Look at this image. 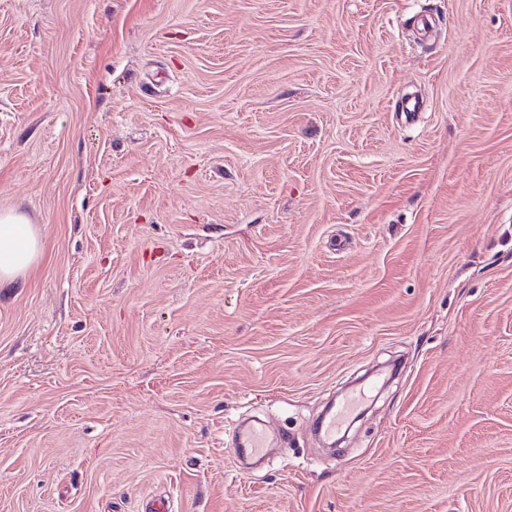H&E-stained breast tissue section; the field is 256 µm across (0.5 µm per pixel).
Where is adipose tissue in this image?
Segmentation results:
<instances>
[{"label": "adipose tissue", "mask_w": 512, "mask_h": 512, "mask_svg": "<svg viewBox=\"0 0 512 512\" xmlns=\"http://www.w3.org/2000/svg\"><path fill=\"white\" fill-rule=\"evenodd\" d=\"M42 254L39 228L24 211L0 210V288L26 277Z\"/></svg>", "instance_id": "1"}]
</instances>
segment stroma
Wrapping results in <instances>:
<instances>
[{
    "mask_svg": "<svg viewBox=\"0 0 512 512\" xmlns=\"http://www.w3.org/2000/svg\"><path fill=\"white\" fill-rule=\"evenodd\" d=\"M15 207L0 512H512V0H0ZM42 248L38 225L26 212L0 210V288L24 279L38 262Z\"/></svg>",
    "mask_w": 512,
    "mask_h": 512,
    "instance_id": "35a3bbf8",
    "label": "stroma"
}]
</instances>
